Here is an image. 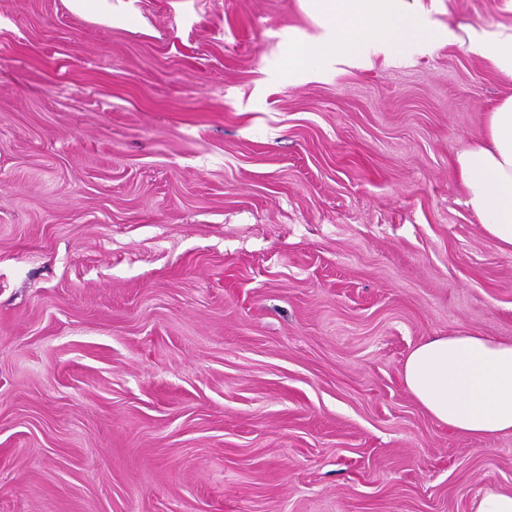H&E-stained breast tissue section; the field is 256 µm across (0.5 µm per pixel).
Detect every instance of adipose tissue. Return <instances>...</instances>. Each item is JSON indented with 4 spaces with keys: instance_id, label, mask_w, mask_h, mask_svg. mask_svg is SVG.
<instances>
[{
    "instance_id": "adipose-tissue-1",
    "label": "adipose tissue",
    "mask_w": 512,
    "mask_h": 512,
    "mask_svg": "<svg viewBox=\"0 0 512 512\" xmlns=\"http://www.w3.org/2000/svg\"><path fill=\"white\" fill-rule=\"evenodd\" d=\"M315 21L331 19L315 39L288 40L286 66L296 72L312 64H367L383 54L410 56L442 38L420 0H302ZM472 52L512 76V27L468 35ZM466 204L486 236L512 252V97L485 115V131L461 150L454 163ZM410 394L440 424L471 437L512 434V341L471 331L431 336L407 355L402 369Z\"/></svg>"
}]
</instances>
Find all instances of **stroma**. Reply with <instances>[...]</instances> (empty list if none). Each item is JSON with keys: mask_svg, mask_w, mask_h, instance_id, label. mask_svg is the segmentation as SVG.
Listing matches in <instances>:
<instances>
[{"mask_svg": "<svg viewBox=\"0 0 512 512\" xmlns=\"http://www.w3.org/2000/svg\"><path fill=\"white\" fill-rule=\"evenodd\" d=\"M288 77L299 0H0V512H471L512 436L406 389L512 340V254L453 159L512 96L468 30ZM69 9L96 23L112 22V0H66Z\"/></svg>", "mask_w": 512, "mask_h": 512, "instance_id": "stroma-1", "label": "stroma"}]
</instances>
